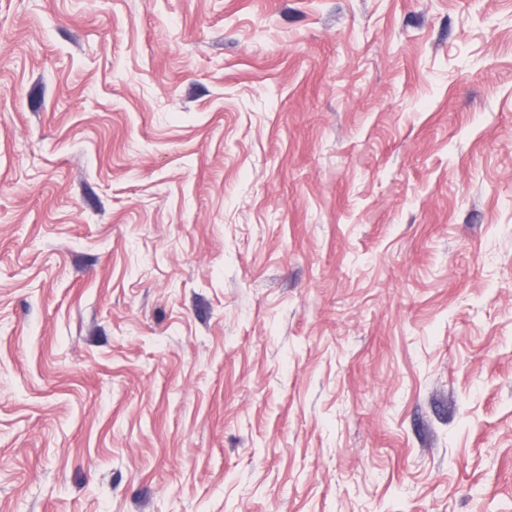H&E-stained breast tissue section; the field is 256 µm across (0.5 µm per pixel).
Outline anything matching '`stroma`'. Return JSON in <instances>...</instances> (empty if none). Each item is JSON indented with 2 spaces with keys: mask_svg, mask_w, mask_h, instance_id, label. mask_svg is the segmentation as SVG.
Masks as SVG:
<instances>
[{
  "mask_svg": "<svg viewBox=\"0 0 512 512\" xmlns=\"http://www.w3.org/2000/svg\"><path fill=\"white\" fill-rule=\"evenodd\" d=\"M0 512H512V0H0Z\"/></svg>",
  "mask_w": 512,
  "mask_h": 512,
  "instance_id": "35a3bbf8",
  "label": "stroma"
}]
</instances>
